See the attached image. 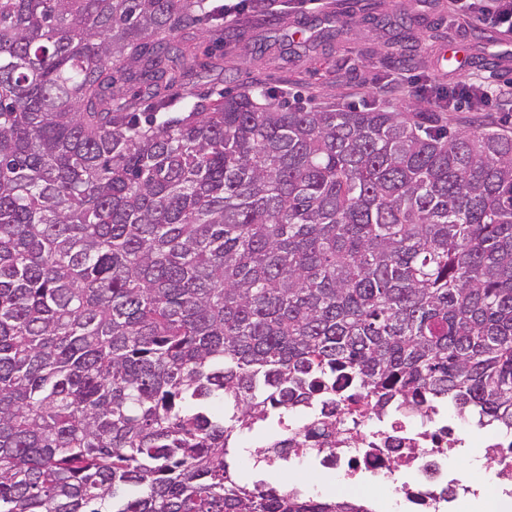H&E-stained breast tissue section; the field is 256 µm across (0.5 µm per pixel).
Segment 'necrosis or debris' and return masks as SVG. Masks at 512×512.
I'll use <instances>...</instances> for the list:
<instances>
[{
	"label": "necrosis or debris",
	"mask_w": 512,
	"mask_h": 512,
	"mask_svg": "<svg viewBox=\"0 0 512 512\" xmlns=\"http://www.w3.org/2000/svg\"><path fill=\"white\" fill-rule=\"evenodd\" d=\"M310 420L299 414L283 427L295 450L278 448L271 462L309 460L328 470H341L360 495L370 493L374 479L384 476L408 512H462L475 494L467 475L448 471L449 459L462 448H480L496 456L501 468L512 469V431L495 427L470 429L454 409L424 406L397 410L381 419L347 417L332 447L319 448L308 437Z\"/></svg>",
	"instance_id": "1"
}]
</instances>
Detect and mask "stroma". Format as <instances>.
Returning <instances> with one entry per match:
<instances>
[{
  "label": "stroma",
  "mask_w": 512,
  "mask_h": 512,
  "mask_svg": "<svg viewBox=\"0 0 512 512\" xmlns=\"http://www.w3.org/2000/svg\"><path fill=\"white\" fill-rule=\"evenodd\" d=\"M332 14L335 42L303 47L276 42L278 29L299 30ZM499 29L469 21L451 0H326L308 9L281 0L263 16L224 20V65L189 89L175 88L171 109L183 111L186 93H235L261 88L278 101L304 107L362 105L391 108L414 100L416 83L451 85L493 72L512 84V41ZM413 76L400 92L386 85L398 71Z\"/></svg>",
  "instance_id": "stroma-1"
}]
</instances>
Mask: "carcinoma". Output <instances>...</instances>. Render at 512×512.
Masks as SVG:
<instances>
[{"label": "carcinoma", "mask_w": 512, "mask_h": 512, "mask_svg": "<svg viewBox=\"0 0 512 512\" xmlns=\"http://www.w3.org/2000/svg\"><path fill=\"white\" fill-rule=\"evenodd\" d=\"M205 10L0 0V512H369L228 462L298 406L331 426L338 375L376 417L512 429V134L259 89L171 112L221 69L173 43Z\"/></svg>", "instance_id": "1"}]
</instances>
